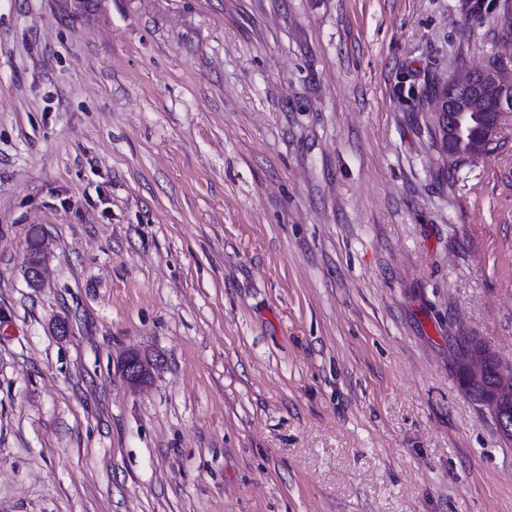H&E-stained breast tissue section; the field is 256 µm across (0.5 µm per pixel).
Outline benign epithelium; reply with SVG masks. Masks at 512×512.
Masks as SVG:
<instances>
[{
  "mask_svg": "<svg viewBox=\"0 0 512 512\" xmlns=\"http://www.w3.org/2000/svg\"><path fill=\"white\" fill-rule=\"evenodd\" d=\"M512 90V80L496 71L472 73L437 86L433 105L443 117L442 142L448 156L465 153L483 155L497 139L503 113L498 111L504 92ZM43 251L28 254L24 276L33 287L43 282ZM155 363L138 351H130L118 362L127 383L139 386L148 382Z\"/></svg>",
  "mask_w": 512,
  "mask_h": 512,
  "instance_id": "obj_1",
  "label": "benign epithelium"
}]
</instances>
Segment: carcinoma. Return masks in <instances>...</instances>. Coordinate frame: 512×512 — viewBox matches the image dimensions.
Returning a JSON list of instances; mask_svg holds the SVG:
<instances>
[{
  "label": "carcinoma",
  "mask_w": 512,
  "mask_h": 512,
  "mask_svg": "<svg viewBox=\"0 0 512 512\" xmlns=\"http://www.w3.org/2000/svg\"><path fill=\"white\" fill-rule=\"evenodd\" d=\"M475 355L485 359V371L480 376L470 368L471 359ZM457 373L460 385L474 400L506 409L508 419L512 421V375L503 373L489 349L473 336L461 339Z\"/></svg>",
  "instance_id": "1"
}]
</instances>
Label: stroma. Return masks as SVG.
<instances>
[{"label": "stroma", "mask_w": 512, "mask_h": 512, "mask_svg": "<svg viewBox=\"0 0 512 512\" xmlns=\"http://www.w3.org/2000/svg\"><path fill=\"white\" fill-rule=\"evenodd\" d=\"M494 67L512 0H0V512H512V112L422 94ZM462 76L449 83L447 80L438 84L433 105L439 113L443 131L442 142L448 156L456 157L464 152L474 158L483 155L497 139L503 112H512V103H507L503 112H495L504 101L505 90H512V80L496 71ZM459 85L469 89V97L465 102L456 97L455 89ZM487 105L489 107L486 109ZM456 113H460L458 128ZM456 158V162H460L466 157ZM474 355L485 359V371L481 376L472 370L480 372L484 361L480 357L472 359ZM457 373L460 385L474 400L489 406L495 403L500 410L505 408L509 421H512V377L501 371L493 354L473 336H462ZM156 363L138 351H130L118 362V370L127 383L139 386L147 383Z\"/></svg>", "instance_id": "stroma-1"}]
</instances>
